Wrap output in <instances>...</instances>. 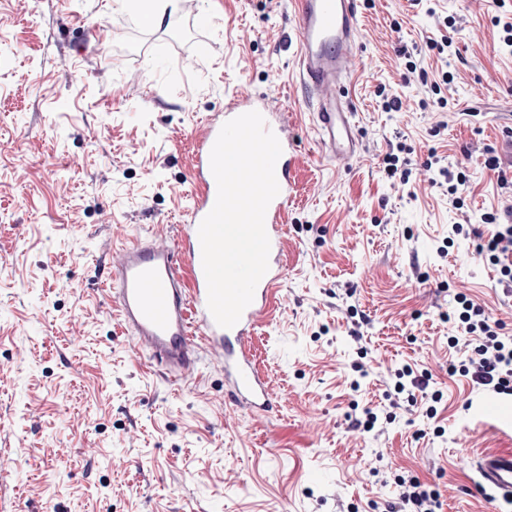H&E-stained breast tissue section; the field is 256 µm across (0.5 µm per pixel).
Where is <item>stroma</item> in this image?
Returning <instances> with one entry per match:
<instances>
[{"label":"stroma","instance_id":"obj_1","mask_svg":"<svg viewBox=\"0 0 512 512\" xmlns=\"http://www.w3.org/2000/svg\"><path fill=\"white\" fill-rule=\"evenodd\" d=\"M509 20L512 0H365L344 84L358 149L333 160L298 77L295 0H179L166 29L121 0H0V512H386L402 478L440 512H484L475 464L512 452V396L474 420L484 390L448 373L466 356L448 316L461 291L512 334V296L448 227L487 236L481 213L512 206L481 167L512 164ZM444 35L446 60L425 49ZM417 48L429 81L454 75L446 108L406 70ZM246 93L296 148L285 276L250 341L268 412L234 404L208 350L171 380L100 290L133 235L174 240L203 121ZM398 143L406 185L383 162ZM437 157L471 177L462 208L430 185ZM404 364L430 391L393 408ZM367 408L374 429H354Z\"/></svg>","mask_w":512,"mask_h":512}]
</instances>
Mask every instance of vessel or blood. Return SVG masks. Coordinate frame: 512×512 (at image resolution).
<instances>
[{"label": "vessel or blood", "instance_id": "vessel-or-blood-1", "mask_svg": "<svg viewBox=\"0 0 512 512\" xmlns=\"http://www.w3.org/2000/svg\"><path fill=\"white\" fill-rule=\"evenodd\" d=\"M295 5L298 75L312 96L318 143L328 156L353 157L357 151L353 109L341 86L351 77L350 61L357 50V0H295ZM250 111L259 112L267 128L281 137L282 153L275 168L279 193L265 216L270 239L268 271L239 322L227 329L216 324L207 305L198 229L217 197L210 166L214 143L226 121ZM281 132L277 113L271 112L266 102L248 97L233 101L224 114L209 120L197 143L191 173L193 205L179 226L176 243L140 238L127 243L102 283L112 292L114 308L132 331L137 351L147 353L182 381L197 372L199 347L218 351L224 359V383L232 400L251 410H264L273 404L271 389L256 370L246 342L263 320L284 277L281 219L290 199L292 146ZM477 470L487 512H498L497 500H512V453L482 457Z\"/></svg>", "mask_w": 512, "mask_h": 512}]
</instances>
